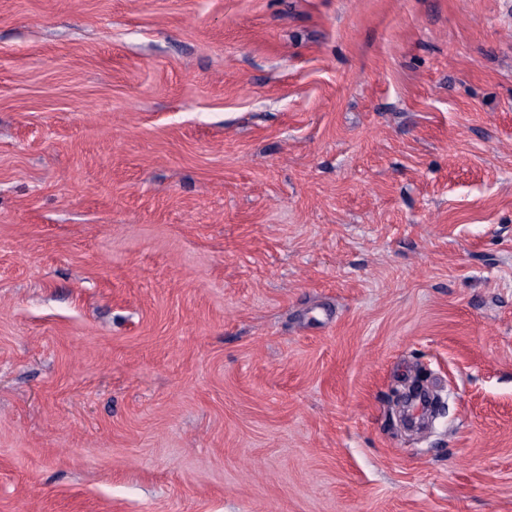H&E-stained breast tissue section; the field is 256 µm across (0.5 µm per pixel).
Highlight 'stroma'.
Here are the masks:
<instances>
[{
  "label": "stroma",
  "instance_id": "stroma-1",
  "mask_svg": "<svg viewBox=\"0 0 512 512\" xmlns=\"http://www.w3.org/2000/svg\"><path fill=\"white\" fill-rule=\"evenodd\" d=\"M0 512H512V0H0Z\"/></svg>",
  "mask_w": 512,
  "mask_h": 512
}]
</instances>
